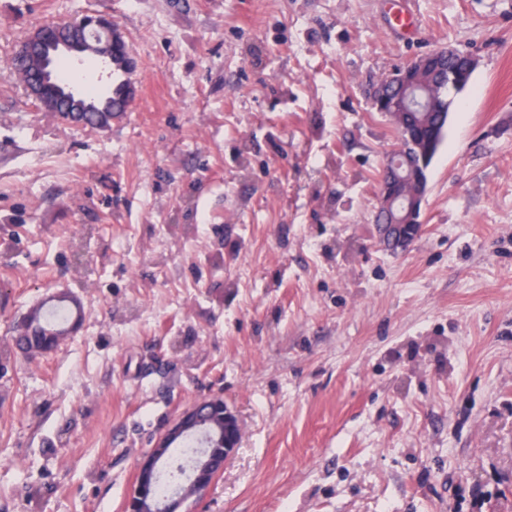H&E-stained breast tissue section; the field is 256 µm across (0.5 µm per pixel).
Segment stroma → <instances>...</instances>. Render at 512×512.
I'll use <instances>...</instances> for the list:
<instances>
[{"mask_svg": "<svg viewBox=\"0 0 512 512\" xmlns=\"http://www.w3.org/2000/svg\"><path fill=\"white\" fill-rule=\"evenodd\" d=\"M88 13L138 63L103 129L4 70ZM448 46L477 66L392 250L366 91ZM56 291L82 322L27 357ZM214 395L242 441L193 512H512V0H0V512H123Z\"/></svg>", "mask_w": 512, "mask_h": 512, "instance_id": "35a3bbf8", "label": "stroma"}]
</instances>
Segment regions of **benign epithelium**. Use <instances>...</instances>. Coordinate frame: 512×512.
Wrapping results in <instances>:
<instances>
[{"mask_svg": "<svg viewBox=\"0 0 512 512\" xmlns=\"http://www.w3.org/2000/svg\"><path fill=\"white\" fill-rule=\"evenodd\" d=\"M96 27L106 34V40L95 51L104 68L115 66L112 55L124 36L112 25V20L98 14L85 16L80 22L62 24L64 36L50 37V26L34 28L15 48L12 57L21 59L34 47L42 50V76L39 79L22 73L27 95L45 112L78 123L83 113L98 111L95 103L71 87L48 92L53 81L55 60L70 53L88 54L86 33ZM459 52L444 47L437 52L422 55L390 70L383 83L371 86L369 98L372 107L384 114L399 134L400 143H408L398 154L387 158L377 199V224L381 240L393 248L405 244L407 232L422 231L423 203L427 193V175L421 148L413 138V128L420 115L435 106L438 87L426 83L427 74L434 71L441 58L456 57ZM461 69L448 70V85L460 83L463 73L473 72L476 60L466 54ZM242 424L220 396H212L195 403L179 413L154 441L140 459L130 492L124 503V512H190V505L203 497L224 469L217 463V453L229 458L239 447ZM192 440L199 444L192 458L182 463L180 480L170 495L158 501L147 495L146 486L154 483L166 468L171 449L180 448Z\"/></svg>", "mask_w": 512, "mask_h": 512, "instance_id": "7a95c632", "label": "benign epithelium"}]
</instances>
